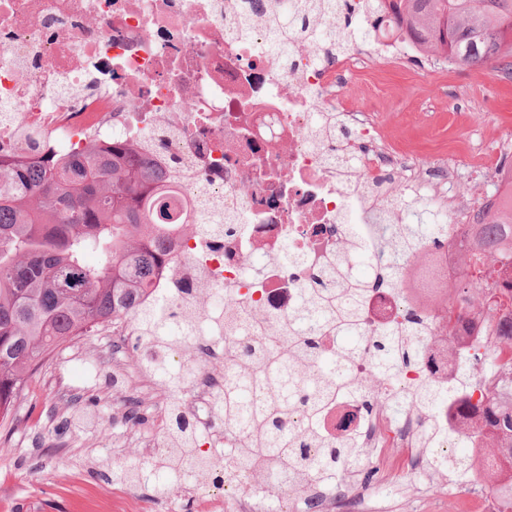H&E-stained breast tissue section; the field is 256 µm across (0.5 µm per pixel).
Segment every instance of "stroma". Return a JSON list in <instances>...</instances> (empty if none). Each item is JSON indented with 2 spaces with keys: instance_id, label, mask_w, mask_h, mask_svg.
I'll return each instance as SVG.
<instances>
[{
  "instance_id": "35a3bbf8",
  "label": "stroma",
  "mask_w": 512,
  "mask_h": 512,
  "mask_svg": "<svg viewBox=\"0 0 512 512\" xmlns=\"http://www.w3.org/2000/svg\"><path fill=\"white\" fill-rule=\"evenodd\" d=\"M424 70V63L413 60L376 62L358 77L345 105L364 109L368 90H377L386 135L420 156L467 146L475 129L490 134L503 126L512 128V74L498 64L454 66L436 81ZM426 112L434 113L433 126L424 125ZM72 354L94 363L96 372L124 371L130 395L165 399L155 381L115 359L111 337L82 336L55 352L39 370L34 393L38 403L55 405L56 414L41 422L39 433H32L31 401L21 400L8 422V440L0 439V512H123V504L112 496L120 475L116 459L141 455L147 441L126 427L118 431L117 447L103 446L97 429L86 425L56 435V426L72 412L69 398L74 392L95 398L97 415L112 414L111 385L96 379V372L63 369V361ZM447 508V492L430 495L415 477L405 474L399 488L388 494L385 512H446Z\"/></svg>"
}]
</instances>
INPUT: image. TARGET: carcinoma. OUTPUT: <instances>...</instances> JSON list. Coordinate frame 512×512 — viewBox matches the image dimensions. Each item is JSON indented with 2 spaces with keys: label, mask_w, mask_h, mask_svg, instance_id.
Listing matches in <instances>:
<instances>
[{
  "label": "carcinoma",
  "mask_w": 512,
  "mask_h": 512,
  "mask_svg": "<svg viewBox=\"0 0 512 512\" xmlns=\"http://www.w3.org/2000/svg\"><path fill=\"white\" fill-rule=\"evenodd\" d=\"M359 5L390 11L400 33L454 65L485 66L509 58L506 67L512 66V0H359ZM307 8L300 0L273 2L285 29L301 20ZM170 188L171 180L143 154L120 144L85 160L56 157L41 166L0 158V423L28 394L46 358L78 336H94L128 317L156 347L183 345L198 334L196 325L184 323L182 311L167 300H144L171 255L174 224L163 202ZM484 235L488 249L458 286L476 309L482 308L491 281L500 284L502 299L512 303V281H500L502 269L512 265V221L487 224ZM446 236L448 225L410 203L382 243L394 252L390 269L371 272L369 257L350 238L327 274L330 283L317 278L304 289L288 322V337L261 318L242 325L236 343L240 365L225 379L218 407L221 417L247 437L241 462L291 464L314 476L331 472L340 484L365 467L362 455L329 440L321 443L319 456H305L302 448L314 433H290L288 412L301 406L314 424L331 402L353 390L364 391L370 411L389 405L379 387L398 372L419 366L422 344L416 337L426 328L416 315L381 328L368 340L373 372L357 380L350 365L363 347L365 298L373 288L396 287L408 261ZM91 255L96 262H88ZM324 333L336 337L335 347H323ZM502 353L511 354L503 365L512 366V319L501 328L495 356ZM138 361L167 394L171 428L163 444L178 450L143 469L145 481L170 496L194 476L221 479L224 467L200 455L205 437L188 416L186 391L196 376L194 363L173 366L142 355ZM490 366L485 355L474 356L457 369L458 382L479 390ZM442 397L441 388L417 384L401 409L426 414ZM499 434L512 437V406L492 410L484 426L461 437L487 439L493 456L512 461V445L493 442ZM186 456L196 460L195 470L181 468Z\"/></svg>",
  "instance_id": "obj_1"
}]
</instances>
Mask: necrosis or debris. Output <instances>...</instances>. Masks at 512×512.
Returning a JSON list of instances; mask_svg holds the SVG:
<instances>
[{
    "mask_svg": "<svg viewBox=\"0 0 512 512\" xmlns=\"http://www.w3.org/2000/svg\"><path fill=\"white\" fill-rule=\"evenodd\" d=\"M358 34L349 54H336L327 35L336 16ZM416 41L368 24L355 0H322L315 19L281 38L269 0H0V156L32 161L100 153L115 144L151 143L156 168L181 172L180 199L203 197L194 224L228 223L223 242L178 227V264L156 279L155 297L178 300L180 283L197 298L224 293L225 325L261 316L287 323L310 275L323 274L352 225L366 243L394 221L402 196L426 202L448 218V242L415 259L399 287L373 290L364 303L366 335L420 314L428 324L418 369L398 375L391 391L423 378L447 382L448 369L497 342L500 313L465 312L456 286L467 277L466 256L480 252L476 227L512 212V131L495 149L450 148L414 161L383 134L380 97L364 111L342 109L356 75L370 62L418 54ZM339 128H330V121ZM328 124L318 133L319 124ZM463 171L490 173V193L443 195ZM462 311L447 331L449 310ZM193 350L198 375L188 389L194 423L211 450L242 447L238 429L223 422L212 402L237 362L229 336L192 339L173 348L178 361ZM479 418L462 391L452 390L431 418L380 410L364 415L361 398L343 395L319 421L324 438L359 448L384 470L388 451L409 449L408 465L426 481L461 488L493 477L500 499L477 498L458 512H503L512 500V472L500 469L479 442H469L467 475L448 478L442 464L460 441L459 429ZM433 426V447L420 445ZM268 465H224L225 512H264L269 499L283 512H367L368 481L339 484Z\"/></svg>",
    "mask_w": 512,
    "mask_h": 512,
    "instance_id": "4bbe7bcc",
    "label": "necrosis or debris"
}]
</instances>
